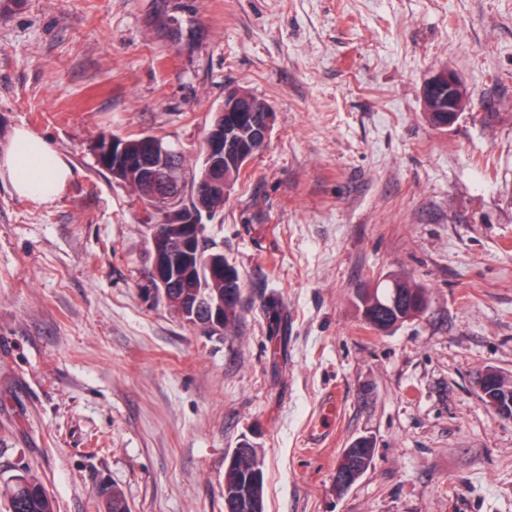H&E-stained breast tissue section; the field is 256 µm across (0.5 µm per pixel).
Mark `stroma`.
I'll list each match as a JSON object with an SVG mask.
<instances>
[{
	"mask_svg": "<svg viewBox=\"0 0 512 512\" xmlns=\"http://www.w3.org/2000/svg\"><path fill=\"white\" fill-rule=\"evenodd\" d=\"M441 70L471 105L437 129ZM230 87L275 122L206 224L242 284L212 335L142 295L158 217L94 146L152 134L191 170ZM19 128L72 176L48 202L0 177V479L56 512L112 487L224 512L246 446L265 512H512V421L476 386L512 380V0H0V149ZM394 276L426 307L372 330L359 297ZM492 372L494 371L485 370L478 378L477 389L480 394V397H482L483 401L489 407H491L499 416H501L502 418L512 420V400L511 403L510 401L506 400L507 404L510 407L508 408L502 404L501 397L493 396L491 391L488 390L489 378L491 377ZM14 480L8 486L3 511L55 512L51 495L36 475H16Z\"/></svg>",
	"mask_w": 512,
	"mask_h": 512,
	"instance_id": "stroma-1",
	"label": "stroma"
}]
</instances>
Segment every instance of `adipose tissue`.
<instances>
[{"label":"adipose tissue","instance_id":"1","mask_svg":"<svg viewBox=\"0 0 512 512\" xmlns=\"http://www.w3.org/2000/svg\"><path fill=\"white\" fill-rule=\"evenodd\" d=\"M0 172L19 196L52 200L69 181V165L35 133L20 128L10 145L0 152Z\"/></svg>","mask_w":512,"mask_h":512}]
</instances>
